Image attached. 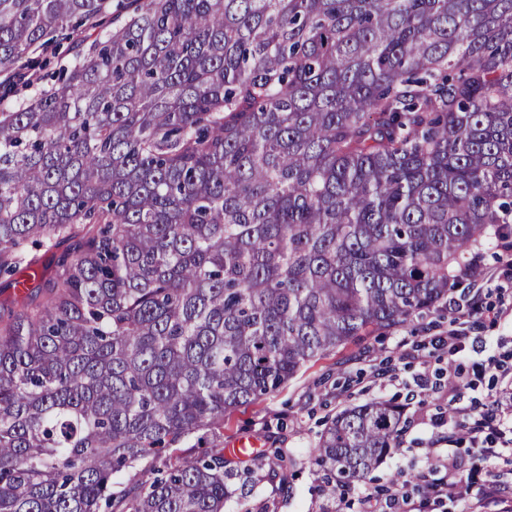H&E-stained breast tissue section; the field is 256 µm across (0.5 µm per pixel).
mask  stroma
Here are the masks:
<instances>
[{"mask_svg": "<svg viewBox=\"0 0 512 512\" xmlns=\"http://www.w3.org/2000/svg\"><path fill=\"white\" fill-rule=\"evenodd\" d=\"M81 51L77 36L66 30L56 33L46 47L30 54L21 68L22 78L9 81L0 74V106L12 107L37 93ZM448 321V307L443 304L410 325L361 337L313 360L279 391L226 419L225 448H234L246 438L261 443L255 457L237 458L238 468L258 462L263 475L261 482L247 486L234 479L226 512H261L269 500L276 501V512H335L339 499L323 492V473L312 460V449L336 412L374 399L403 404L406 423L399 448L372 471L368 485H399L413 473L434 479L432 443L444 433L437 420L448 415L446 391L437 389L420 401L408 399L413 377L423 371L427 357L422 354L403 365L399 347L446 331ZM282 455L296 461L284 491L279 490L277 478Z\"/></svg>", "mask_w": 512, "mask_h": 512, "instance_id": "1", "label": "stroma"}]
</instances>
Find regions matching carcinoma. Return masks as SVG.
<instances>
[{
    "label": "carcinoma",
    "mask_w": 512,
    "mask_h": 512,
    "mask_svg": "<svg viewBox=\"0 0 512 512\" xmlns=\"http://www.w3.org/2000/svg\"><path fill=\"white\" fill-rule=\"evenodd\" d=\"M107 2L0 0V71ZM132 2L0 110V512H224L225 418L512 224V0ZM404 424L346 408L314 460L348 488Z\"/></svg>",
    "instance_id": "1"
}]
</instances>
